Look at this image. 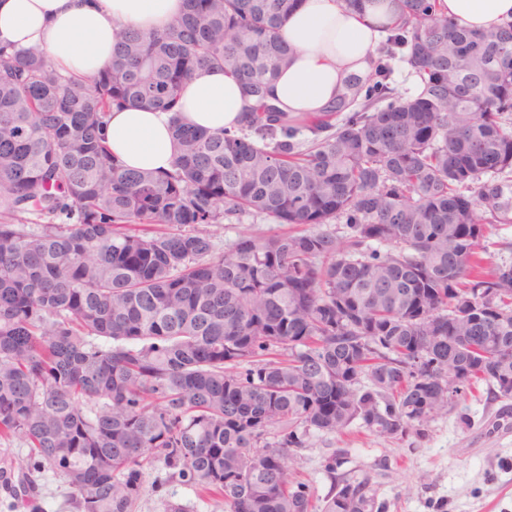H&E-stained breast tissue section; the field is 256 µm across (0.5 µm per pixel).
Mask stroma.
I'll return each mask as SVG.
<instances>
[{"mask_svg":"<svg viewBox=\"0 0 512 512\" xmlns=\"http://www.w3.org/2000/svg\"><path fill=\"white\" fill-rule=\"evenodd\" d=\"M287 466L317 500L334 479L366 476L386 512H512V396L476 383L404 437H379L357 424L336 435L314 432ZM142 480L135 512H165L169 501L191 512L224 508L162 464L146 468Z\"/></svg>","mask_w":512,"mask_h":512,"instance_id":"35a3bbf8","label":"stroma"}]
</instances>
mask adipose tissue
<instances>
[{
  "mask_svg": "<svg viewBox=\"0 0 512 512\" xmlns=\"http://www.w3.org/2000/svg\"><path fill=\"white\" fill-rule=\"evenodd\" d=\"M439 8L473 31L512 21V0H439ZM184 9V0H0V42L39 49L66 73L91 78L111 64L122 30L163 29ZM399 18L398 0H366L360 9L343 0H300L278 30L293 49L273 84L278 107L291 115L322 112L353 78L368 75L376 48ZM255 106L234 76L206 68L186 82L178 115L194 128L217 132L242 124ZM172 116L113 110L105 129L113 156L130 170H170L177 156Z\"/></svg>",
  "mask_w": 512,
  "mask_h": 512,
  "instance_id": "1",
  "label": "adipose tissue"
}]
</instances>
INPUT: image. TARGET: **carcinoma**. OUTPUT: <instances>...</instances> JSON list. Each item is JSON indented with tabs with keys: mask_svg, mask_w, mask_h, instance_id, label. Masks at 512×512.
<instances>
[{
	"mask_svg": "<svg viewBox=\"0 0 512 512\" xmlns=\"http://www.w3.org/2000/svg\"><path fill=\"white\" fill-rule=\"evenodd\" d=\"M400 2L371 73L317 116L270 97L298 0H187L161 32H122L88 81L0 44V439L78 512H133L155 461L227 512H374L366 476L314 505L287 454L355 421L402 437L478 380L512 396V263L483 258L487 225L512 223V24ZM206 67L258 109L212 133L175 115L170 172L119 168L112 108L171 110ZM242 215L308 229L216 252L207 227ZM478 288L495 301L448 335Z\"/></svg>",
	"mask_w": 512,
	"mask_h": 512,
	"instance_id": "cac0c4a2",
	"label": "carcinoma"
}]
</instances>
